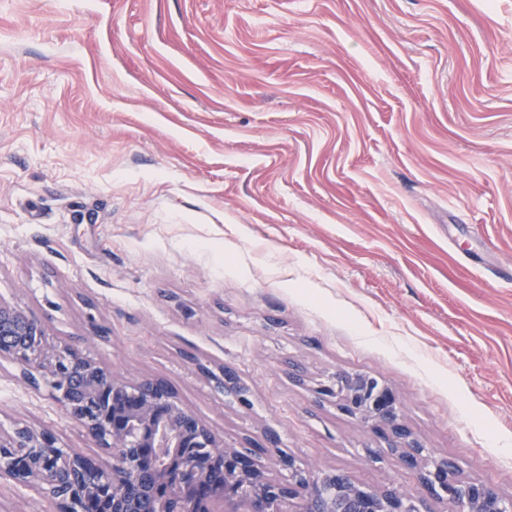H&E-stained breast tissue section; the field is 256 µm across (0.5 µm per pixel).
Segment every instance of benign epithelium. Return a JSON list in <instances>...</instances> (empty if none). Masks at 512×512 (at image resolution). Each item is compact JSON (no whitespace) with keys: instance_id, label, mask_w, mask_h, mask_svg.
Returning a JSON list of instances; mask_svg holds the SVG:
<instances>
[{"instance_id":"obj_1","label":"benign epithelium","mask_w":512,"mask_h":512,"mask_svg":"<svg viewBox=\"0 0 512 512\" xmlns=\"http://www.w3.org/2000/svg\"><path fill=\"white\" fill-rule=\"evenodd\" d=\"M42 321L0 300V361L19 369L26 384L48 386L64 414L107 457L97 463L59 444L56 435L17 422L0 428V481L35 487L57 512H422L419 501L397 490L371 492L339 479L333 469L310 471L290 455L257 441L251 450L218 439L184 403L158 381L132 384L111 368L71 347L44 354ZM212 378L241 404L249 389L225 369ZM315 392L420 468L428 493L453 512H512V498L461 478L448 459L424 448L400 423L393 391L366 376L338 377ZM276 454L284 471L270 478L262 458Z\"/></svg>"}]
</instances>
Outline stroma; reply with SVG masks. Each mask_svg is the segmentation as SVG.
Wrapping results in <instances>:
<instances>
[{"mask_svg": "<svg viewBox=\"0 0 512 512\" xmlns=\"http://www.w3.org/2000/svg\"><path fill=\"white\" fill-rule=\"evenodd\" d=\"M0 299L227 444L451 512L312 392L376 378L512 498V0H0ZM16 421L104 458L5 362ZM210 377L224 390V393L233 396L241 404H249V389L235 374L222 369L218 375L211 372Z\"/></svg>", "mask_w": 512, "mask_h": 512, "instance_id": "obj_1", "label": "stroma"}]
</instances>
